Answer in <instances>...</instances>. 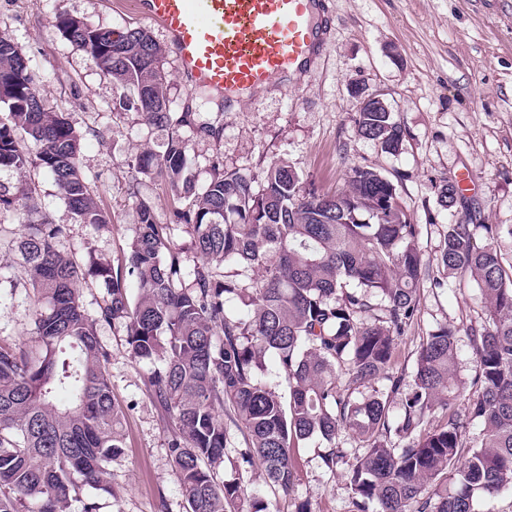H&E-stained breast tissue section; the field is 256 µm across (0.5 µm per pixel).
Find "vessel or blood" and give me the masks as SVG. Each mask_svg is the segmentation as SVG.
<instances>
[{
	"label": "vessel or blood",
	"mask_w": 512,
	"mask_h": 512,
	"mask_svg": "<svg viewBox=\"0 0 512 512\" xmlns=\"http://www.w3.org/2000/svg\"><path fill=\"white\" fill-rule=\"evenodd\" d=\"M159 27L190 90L234 111L244 92L301 73L329 48L314 0H120Z\"/></svg>",
	"instance_id": "obj_1"
}]
</instances>
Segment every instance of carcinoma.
<instances>
[{
  "instance_id": "cac0c4a2",
  "label": "carcinoma",
  "mask_w": 512,
  "mask_h": 512,
  "mask_svg": "<svg viewBox=\"0 0 512 512\" xmlns=\"http://www.w3.org/2000/svg\"><path fill=\"white\" fill-rule=\"evenodd\" d=\"M56 24L122 97L116 107L153 126L171 124L164 53L141 27L122 31L60 14ZM0 172L50 174L82 224H112L79 168L84 135L45 109L31 59L0 32ZM174 121L203 138L223 125L183 112ZM357 135L396 155L406 129L380 107L353 115ZM27 135L34 151L19 145ZM189 143L171 137L160 153L129 163L157 174L172 223L192 235L193 264L138 201V225L113 264L80 262L57 249L64 225L31 205L34 183L0 181V209L29 217L18 250L34 302L31 343L0 339V512H99L112 494V457L124 445L123 412L112 398L98 319L120 324L132 356L154 364L150 397L171 427L172 474L191 512H270L260 490L226 465L230 427L244 428L241 458H258L266 483L284 496L301 481L300 449L325 441L324 469L340 474L356 512H479L478 498L512 490V269L490 243L492 226L465 213L447 226L435 260L417 246L396 186L371 166L348 164L345 186L323 192L284 161L259 186L243 173L213 169L198 191L184 177ZM462 191L446 179L439 205ZM437 266L476 281L487 325L430 331L409 372L393 369L399 340L419 317V293ZM262 270L251 281L247 271ZM106 288L100 318L80 301L86 277ZM237 299L245 318L231 314ZM465 332L476 358L473 394L457 375ZM288 384L283 399L265 379L267 361ZM377 379L384 389L365 394ZM398 416L391 417L394 405ZM441 409L445 423L428 417ZM481 440L470 446L469 425ZM347 431L365 451L348 458Z\"/></svg>"
}]
</instances>
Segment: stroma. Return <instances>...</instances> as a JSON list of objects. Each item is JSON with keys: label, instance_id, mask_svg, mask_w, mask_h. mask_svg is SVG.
Returning <instances> with one entry per match:
<instances>
[{"label": "stroma", "instance_id": "obj_1", "mask_svg": "<svg viewBox=\"0 0 512 512\" xmlns=\"http://www.w3.org/2000/svg\"><path fill=\"white\" fill-rule=\"evenodd\" d=\"M333 15L329 53L288 84L244 97L238 111L221 113L218 102H201L180 78L173 53H166L173 112H203L222 118L219 138H202L187 126L156 127L136 114L117 111L111 81L56 25L68 14L117 30L143 26V19L108 0H0V29L8 31L33 61L45 107L64 113L86 135L80 169L112 216L103 230L74 218L53 179L37 172L38 201L67 232L58 249L76 258L93 252L120 255L138 224V200L153 204L157 223L170 227L175 244L190 237L172 225L170 201L155 175L131 179L128 163L146 150L162 151L172 135L191 143L196 186L224 171L261 175L272 162H288L324 191L343 185L345 163L374 166L390 178L413 223L426 257L438 253L448 224L468 211L492 225V244L512 265V0H325ZM359 94H352L351 86ZM383 98L405 126L398 155L380 153L359 138L352 117L361 96ZM467 171L473 181L457 206L443 209L437 185ZM21 215L0 212V338L23 342L31 334L23 311L29 304L26 274L15 244ZM420 316L403 338L396 369H412L420 342L442 324L483 325L480 290L470 279L446 278L434 269L420 290ZM97 335L109 354L113 395L125 411V444L111 463V494L102 512H189L171 472V429L146 391L152 365L134 359L122 326L98 322ZM318 442L302 452L304 478L295 495L312 512H352L341 477L326 472Z\"/></svg>", "mask_w": 512, "mask_h": 512}]
</instances>
